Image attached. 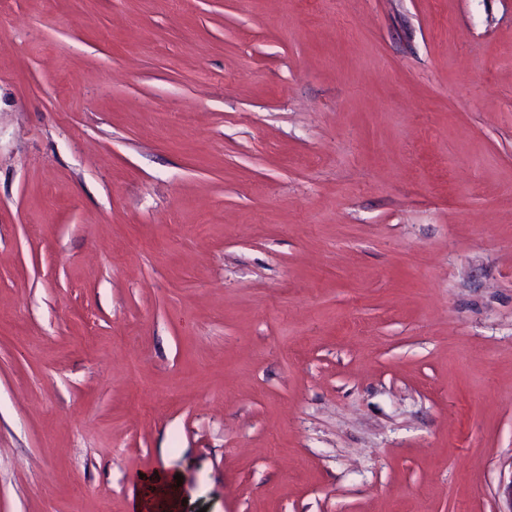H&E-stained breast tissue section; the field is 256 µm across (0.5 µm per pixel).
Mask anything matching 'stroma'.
I'll list each match as a JSON object with an SVG mask.
<instances>
[{"label": "stroma", "instance_id": "35a3bbf8", "mask_svg": "<svg viewBox=\"0 0 512 512\" xmlns=\"http://www.w3.org/2000/svg\"><path fill=\"white\" fill-rule=\"evenodd\" d=\"M157 469L505 512L512 0H0V512Z\"/></svg>", "mask_w": 512, "mask_h": 512}]
</instances>
